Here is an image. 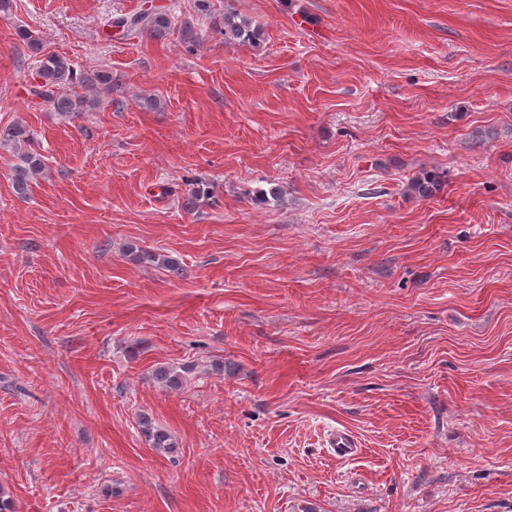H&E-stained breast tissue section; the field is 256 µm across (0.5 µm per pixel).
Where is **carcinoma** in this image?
Wrapping results in <instances>:
<instances>
[{
	"mask_svg": "<svg viewBox=\"0 0 512 512\" xmlns=\"http://www.w3.org/2000/svg\"><path fill=\"white\" fill-rule=\"evenodd\" d=\"M114 27L125 37L137 36L145 32L155 38L169 33L173 21L167 10H142L136 14L120 17L113 21ZM224 45L228 48L257 46L262 40L263 29L252 20L233 11L224 12ZM20 41L32 51L41 54L37 70L36 96L51 104L54 111L66 117L78 116L96 108L100 97L112 92V72L99 70L92 74L77 76L71 60L57 53L42 52L40 37L33 31L17 30ZM33 138L30 131L17 122L3 130L0 129V147H9L16 154L17 163L12 171V189L19 198H26L31 192L36 177L45 170L44 156L32 148ZM437 181L434 175L422 173L414 176L406 185V193L422 198L431 196ZM213 198L211 191L201 185L191 187L183 200V208L192 212L202 203ZM133 259L147 263L169 272L179 274L183 271L179 260L171 255L143 249L131 250ZM154 381L168 390H178L183 384L182 372L172 366L161 365L153 372ZM140 430L149 447L161 454H171L178 448L176 439L165 429L155 425L151 418H140Z\"/></svg>",
	"mask_w": 512,
	"mask_h": 512,
	"instance_id": "1",
	"label": "carcinoma"
}]
</instances>
